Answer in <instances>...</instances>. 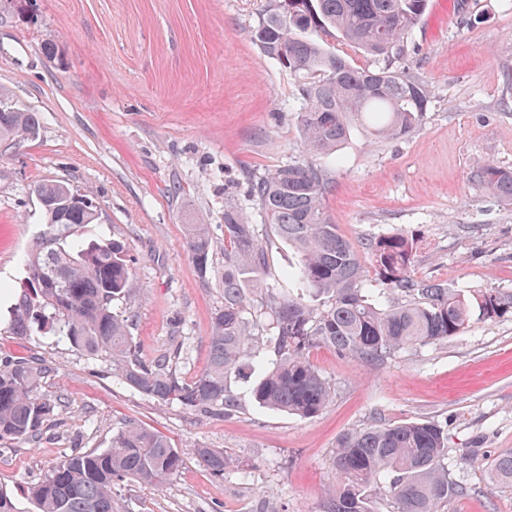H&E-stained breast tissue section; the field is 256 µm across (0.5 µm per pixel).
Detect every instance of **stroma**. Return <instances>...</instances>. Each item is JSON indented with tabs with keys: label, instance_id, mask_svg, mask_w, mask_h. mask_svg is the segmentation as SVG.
Wrapping results in <instances>:
<instances>
[{
	"label": "stroma",
	"instance_id": "1",
	"mask_svg": "<svg viewBox=\"0 0 512 512\" xmlns=\"http://www.w3.org/2000/svg\"><path fill=\"white\" fill-rule=\"evenodd\" d=\"M267 0H0V98L36 113L35 136L0 153V316L26 276L29 249L46 226L34 184L63 180L90 192L97 223L83 241L125 245L138 287L118 309L142 361L178 351L185 379L208 366L211 318L224 305L185 247L183 226L224 238V208L250 223L264 216L249 175L309 162L297 120L299 86L249 33ZM53 54H46V47ZM431 91L420 125L400 140L353 125L335 158L326 207L359 245L412 237V273L470 294L512 293V203L470 182L472 166L512 168V0H430L404 53L391 62ZM298 262L270 239L259 288L294 290ZM35 357L48 367L39 391L58 401L34 442L0 441V490L15 512L49 468L77 452L108 448L127 422L158 430L186 463L159 489L125 479L117 512H321L333 450L345 433L428 420L448 433V471L459 490L440 512H512V484L494 461L512 454V319L472 321L447 341L404 350L380 364L311 349L331 400L303 419L259 406L248 383L231 388L229 413L158 404L126 386L108 362L56 337L0 327V360ZM219 448L223 475L200 467L197 448Z\"/></svg>",
	"mask_w": 512,
	"mask_h": 512
}]
</instances>
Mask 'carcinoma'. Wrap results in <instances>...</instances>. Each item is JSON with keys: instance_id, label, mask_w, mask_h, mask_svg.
Returning <instances> with one entry per match:
<instances>
[{"instance_id": "obj_1", "label": "carcinoma", "mask_w": 512, "mask_h": 512, "mask_svg": "<svg viewBox=\"0 0 512 512\" xmlns=\"http://www.w3.org/2000/svg\"><path fill=\"white\" fill-rule=\"evenodd\" d=\"M428 0H269L251 32L263 55L299 82L298 113L305 150L333 155L347 140L350 123L369 125L373 136L402 139L420 124L430 91L411 74L385 66L356 68L315 38L340 35L368 54L393 59L420 23ZM33 112L0 110V142L36 132ZM474 181L512 202V169L478 162ZM331 184L313 163H290L251 181V196L271 233L293 247L298 266L289 276L298 294L266 289L259 314L247 317L245 284L266 266L258 227L242 211L224 208V307L212 317L209 365L199 376L179 377L164 358L149 367L136 355L129 317L115 303L136 288L125 246L112 240H60L73 227L94 224L83 204L42 208L49 235L34 242L27 280L10 312V331L34 330L64 338L89 358H103L132 389L160 403L178 402L199 411H231L236 397L230 380L249 368L259 371L251 385L261 407L301 418L318 415L331 386L306 352L330 347L366 362L380 363L402 350L458 336L473 316L484 321L512 318V295L490 290L466 296L442 281L411 274L413 240L403 233L366 243L375 271L395 300L389 305L363 294L361 252L341 236L325 206ZM46 201L76 194L68 183L34 186ZM187 251L201 277L212 272L215 243L206 224H186ZM268 322L272 356H259L253 328ZM46 365L38 359L0 360V440L32 441L55 411L39 393ZM198 464L215 476L231 460L218 448H196ZM448 433L431 421L372 425L343 435L334 450L336 477L323 512H374L372 493L391 501L394 512H438L455 492L449 479ZM184 465L182 452L167 438L129 422L112 435L110 447L78 452L56 463L32 486L36 512H115L112 487L130 479L160 488Z\"/></svg>"}]
</instances>
